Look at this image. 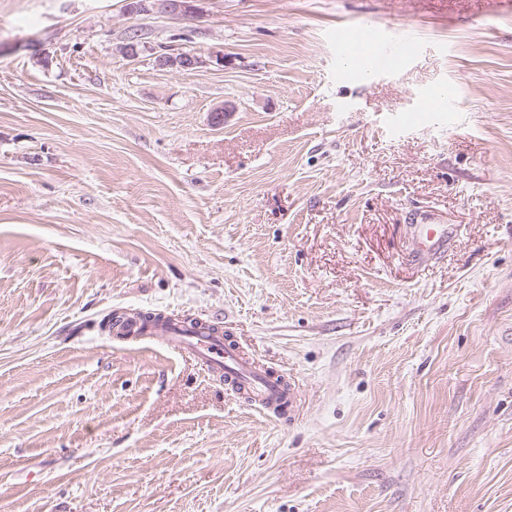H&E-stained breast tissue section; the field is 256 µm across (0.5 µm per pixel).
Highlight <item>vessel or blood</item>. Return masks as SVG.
Segmentation results:
<instances>
[{
	"instance_id": "obj_1",
	"label": "vessel or blood",
	"mask_w": 512,
	"mask_h": 512,
	"mask_svg": "<svg viewBox=\"0 0 512 512\" xmlns=\"http://www.w3.org/2000/svg\"><path fill=\"white\" fill-rule=\"evenodd\" d=\"M411 45L407 42H390L373 46L360 41L346 42L341 53L347 58L368 60L371 70H391L401 65ZM458 229L452 224L438 223L435 217L425 214L415 223L407 225V255L411 261L419 262L430 256L444 253ZM114 335L130 338L161 335L168 347L188 351L198 357L209 370L225 374L246 388L251 407L265 412L281 401L296 404L299 395L296 388H283L269 377L263 367L245 359L238 346L229 344L222 335L203 327L174 323L164 331H156L152 323L136 317L119 316L112 322Z\"/></svg>"
}]
</instances>
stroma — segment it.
Returning a JSON list of instances; mask_svg holds the SVG:
<instances>
[{
    "instance_id": "35a3bbf8",
    "label": "stroma",
    "mask_w": 512,
    "mask_h": 512,
    "mask_svg": "<svg viewBox=\"0 0 512 512\" xmlns=\"http://www.w3.org/2000/svg\"><path fill=\"white\" fill-rule=\"evenodd\" d=\"M130 2L0 0V512H512V6ZM342 30L418 47L368 72ZM414 210L445 258L402 260ZM138 312L301 415L112 335ZM112 330L115 336L123 338L162 336L171 349L193 353L209 370L220 377L225 373L246 388L251 407L260 412L273 411V406L287 396L282 385L269 377L263 367L245 359L236 344L229 345L224 336L202 326L173 323L164 331H156L150 322L117 316Z\"/></svg>"
}]
</instances>
